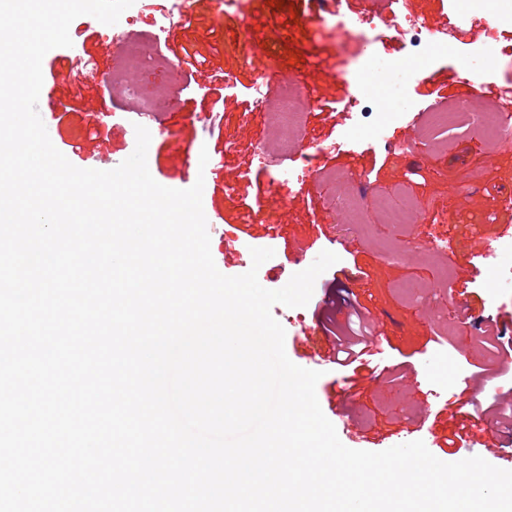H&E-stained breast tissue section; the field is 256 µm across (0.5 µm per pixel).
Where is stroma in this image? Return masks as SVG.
<instances>
[{"label":"stroma","mask_w":512,"mask_h":512,"mask_svg":"<svg viewBox=\"0 0 512 512\" xmlns=\"http://www.w3.org/2000/svg\"><path fill=\"white\" fill-rule=\"evenodd\" d=\"M195 20L185 24L170 13V0H141L130 41L155 31L169 14L166 60L190 82L156 123L148 168L163 186H177L189 154L207 151L216 168L204 173L207 220L223 223L230 253L228 276L247 272L254 247L274 249L258 270L260 284L278 289L329 250L339 260L318 277L304 307L274 305L272 314L287 336L289 359L306 366L307 355L328 351L334 337L355 327L366 330L369 350L360 366L323 369L316 396L340 441L379 452L402 434L424 440L436 435L434 454L444 458L448 438L466 445L457 459L477 455V441L512 440L499 427V408L511 399L512 374L491 363L487 346L512 351V293L494 287L495 275L479 255L481 242L498 241L512 226V147L488 153L474 128H432L429 122H392L387 141L376 140L366 116H351L352 75L365 59L358 39L342 38V17L320 18L303 0L294 9L273 11L254 0H190ZM473 0H407L399 16L425 30L453 27L447 46L423 57L426 81L415 84V108L478 107L492 92L512 84L504 73L481 74L480 89L458 83L464 52L494 43L512 56V15L490 14L491 29L470 25ZM248 28L250 41L239 36ZM72 54L53 58V77L44 78L40 116L52 142L83 169L110 170L125 160L131 144L125 129L135 103L120 96L127 74L116 65L117 46L108 25L84 15L69 29ZM301 53L299 62L290 51ZM84 59L96 71L82 69ZM276 64L278 80L256 90L258 75ZM298 81L312 99L299 137L302 154L280 165L261 158L278 132L272 112L279 79ZM264 104H257V97ZM315 170L316 181L285 189L286 204L265 203L280 168ZM413 203L416 224L386 223V205ZM410 238L443 245L441 254L421 252L391 260L389 246Z\"/></svg>","instance_id":"35a3bbf8"}]
</instances>
